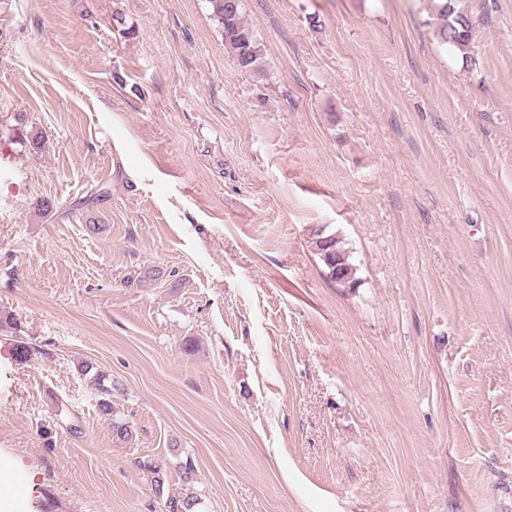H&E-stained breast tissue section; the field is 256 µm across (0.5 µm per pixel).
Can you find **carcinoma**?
I'll use <instances>...</instances> for the list:
<instances>
[{
  "label": "carcinoma",
  "mask_w": 512,
  "mask_h": 512,
  "mask_svg": "<svg viewBox=\"0 0 512 512\" xmlns=\"http://www.w3.org/2000/svg\"><path fill=\"white\" fill-rule=\"evenodd\" d=\"M208 2L212 19L224 34L225 44L232 53L237 67L244 72L259 70L263 54L253 30L243 21L241 3L234 4L230 0ZM454 2L455 0H442L438 5L441 23L437 29V37L441 43L464 53L472 39L473 27L468 15L455 9ZM313 244L327 269V277L342 287L352 285L354 268L349 261V255L341 249L336 238L317 232L314 234ZM80 371L84 375L93 374L92 382L98 397L97 406L102 414H111L112 387L106 384V374L94 370L90 363L81 365Z\"/></svg>",
  "instance_id": "cac0c4a2"
}]
</instances>
